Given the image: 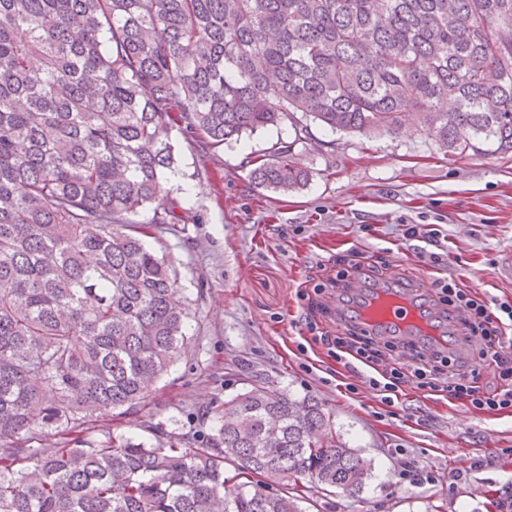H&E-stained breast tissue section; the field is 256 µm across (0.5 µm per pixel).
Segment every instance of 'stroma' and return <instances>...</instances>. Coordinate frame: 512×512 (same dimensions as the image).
<instances>
[{
	"instance_id": "1",
	"label": "stroma",
	"mask_w": 512,
	"mask_h": 512,
	"mask_svg": "<svg viewBox=\"0 0 512 512\" xmlns=\"http://www.w3.org/2000/svg\"><path fill=\"white\" fill-rule=\"evenodd\" d=\"M311 133L294 151L313 177L289 196L254 187L245 160L294 142L290 123L218 151L177 136L178 173L167 187L194 221L153 245L173 259L191 302V347L137 413L98 419L87 437H193L211 428L204 409L259 379L321 401L336 431L374 461L363 492L311 493L307 512H488L492 499L502 503L497 512H512V457L504 454L512 413L480 415L410 388L390 412L371 391L350 393L343 365L310 342L315 330H335L336 319L314 315L302 295L320 267L357 253L407 283L450 275L512 305V156L451 155L410 123L395 137ZM397 448L434 470L435 484L398 483Z\"/></svg>"
}]
</instances>
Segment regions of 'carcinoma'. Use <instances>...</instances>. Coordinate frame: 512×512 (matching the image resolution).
I'll return each instance as SVG.
<instances>
[{
	"instance_id": "carcinoma-1",
	"label": "carcinoma",
	"mask_w": 512,
	"mask_h": 512,
	"mask_svg": "<svg viewBox=\"0 0 512 512\" xmlns=\"http://www.w3.org/2000/svg\"><path fill=\"white\" fill-rule=\"evenodd\" d=\"M407 117L451 154H512V0H0V512H303L312 487L362 490L374 463L323 404L265 385L204 411L193 448L84 432L190 345L179 273L145 243L190 223L164 187L173 133L215 150L291 122L249 171L287 196L310 125Z\"/></svg>"
}]
</instances>
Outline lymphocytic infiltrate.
Wrapping results in <instances>:
<instances>
[{"label":"lymphocytic infiltrate","instance_id":"1","mask_svg":"<svg viewBox=\"0 0 512 512\" xmlns=\"http://www.w3.org/2000/svg\"><path fill=\"white\" fill-rule=\"evenodd\" d=\"M363 273L368 282L379 283L383 272L377 266L351 258L343 269L324 271L313 289L320 295L333 290L337 299L348 295L352 273ZM434 303L461 309L468 315L465 328L472 345L466 357H454L429 343L396 337L379 339L357 323H344L337 335L321 336L330 357L342 363L382 403L394 405L405 386L442 392L475 411L497 415L512 411V305H492L461 288L455 280L440 278L433 284ZM494 370L495 381L483 383V367Z\"/></svg>","mask_w":512,"mask_h":512}]
</instances>
